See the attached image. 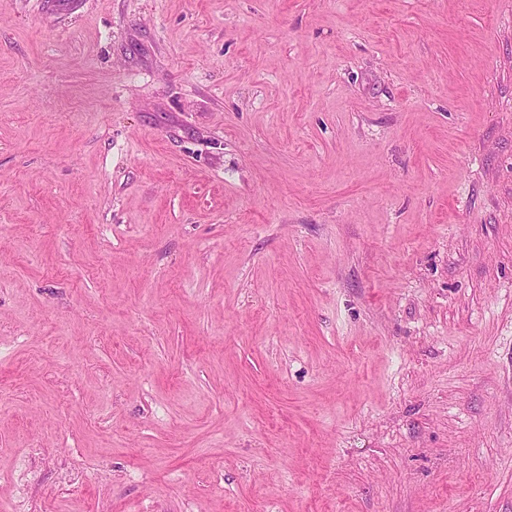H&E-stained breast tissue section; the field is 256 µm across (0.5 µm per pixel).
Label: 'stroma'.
I'll return each mask as SVG.
<instances>
[{
  "label": "stroma",
  "instance_id": "1",
  "mask_svg": "<svg viewBox=\"0 0 512 512\" xmlns=\"http://www.w3.org/2000/svg\"><path fill=\"white\" fill-rule=\"evenodd\" d=\"M0 512H512V0H0Z\"/></svg>",
  "mask_w": 512,
  "mask_h": 512
}]
</instances>
